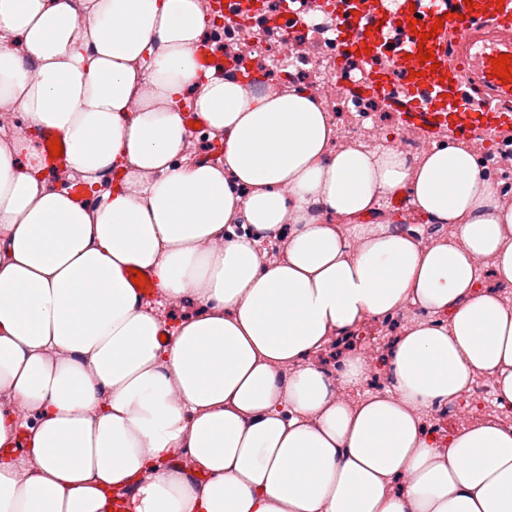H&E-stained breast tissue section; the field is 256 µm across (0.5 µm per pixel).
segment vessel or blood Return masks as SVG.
Listing matches in <instances>:
<instances>
[{
  "label": "vessel or blood",
  "instance_id": "b4317fda",
  "mask_svg": "<svg viewBox=\"0 0 512 512\" xmlns=\"http://www.w3.org/2000/svg\"><path fill=\"white\" fill-rule=\"evenodd\" d=\"M209 11L223 26L259 22L283 38L312 19L308 0H285L273 18L263 0H209ZM321 14L333 25L338 54L359 66L355 86L389 104L400 123L431 141L444 131L501 148L512 138V83L492 74L493 59L512 55V0H477L472 8L465 0H324ZM416 18L443 29L421 40L409 26ZM423 45L432 49L436 71L424 72L417 57ZM198 60L211 77H245L234 59L209 48L199 49ZM138 487L134 480L113 488L112 512H132Z\"/></svg>",
  "mask_w": 512,
  "mask_h": 512
}]
</instances>
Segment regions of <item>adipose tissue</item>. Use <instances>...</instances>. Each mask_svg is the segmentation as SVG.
I'll use <instances>...</instances> for the list:
<instances>
[{"instance_id": "adipose-tissue-1", "label": "adipose tissue", "mask_w": 512, "mask_h": 512, "mask_svg": "<svg viewBox=\"0 0 512 512\" xmlns=\"http://www.w3.org/2000/svg\"><path fill=\"white\" fill-rule=\"evenodd\" d=\"M85 10L80 23L70 0H0V101L55 132L88 184L123 172L89 211L45 186L31 138L0 145V446L21 427L30 442L27 468L0 456V512H109L108 489L145 470L134 512H512V423L484 415L437 438L421 417L480 377L512 406V204L466 144L412 162L337 148L304 87L202 80V0ZM184 98L223 136L221 165H181ZM401 193L404 220L447 234L426 245L377 219ZM131 266L198 314L165 329ZM406 309L390 389L350 401L334 388L363 385L364 357L332 381L309 363ZM174 448L204 485L160 466Z\"/></svg>"}]
</instances>
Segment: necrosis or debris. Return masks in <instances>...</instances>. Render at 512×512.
I'll return each mask as SVG.
<instances>
[{"label": "necrosis or debris", "instance_id": "obj_1", "mask_svg": "<svg viewBox=\"0 0 512 512\" xmlns=\"http://www.w3.org/2000/svg\"><path fill=\"white\" fill-rule=\"evenodd\" d=\"M224 53L244 64L265 58L278 69L305 73L309 88L322 91L328 111L341 107L346 112V120L337 130L339 145L358 144L372 148L381 144L377 127L368 121L371 109L368 97L360 94L338 97L323 91L324 86L334 84L338 76L336 46L327 33L324 19L315 18L313 37L299 43L279 40L254 25L225 31Z\"/></svg>", "mask_w": 512, "mask_h": 512}]
</instances>
